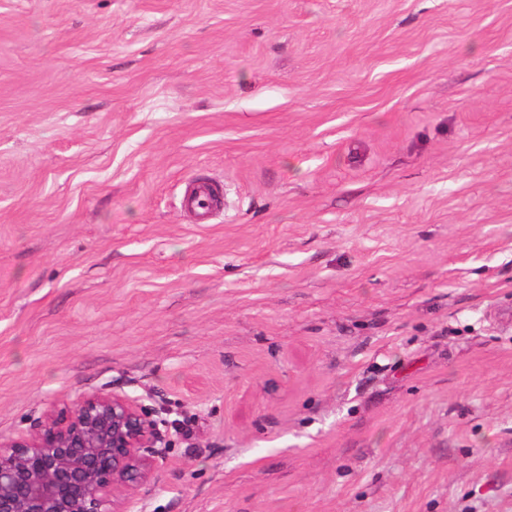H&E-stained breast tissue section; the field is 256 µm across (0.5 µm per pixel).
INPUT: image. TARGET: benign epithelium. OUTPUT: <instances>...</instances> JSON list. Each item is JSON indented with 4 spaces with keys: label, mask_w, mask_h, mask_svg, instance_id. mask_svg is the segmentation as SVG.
I'll list each match as a JSON object with an SVG mask.
<instances>
[{
    "label": "benign epithelium",
    "mask_w": 512,
    "mask_h": 512,
    "mask_svg": "<svg viewBox=\"0 0 512 512\" xmlns=\"http://www.w3.org/2000/svg\"><path fill=\"white\" fill-rule=\"evenodd\" d=\"M172 423L112 390L51 407L0 438V512H137L135 492L165 458Z\"/></svg>",
    "instance_id": "7a95c632"
}]
</instances>
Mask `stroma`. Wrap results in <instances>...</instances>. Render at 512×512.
I'll return each instance as SVG.
<instances>
[{"label":"stroma","mask_w":512,"mask_h":512,"mask_svg":"<svg viewBox=\"0 0 512 512\" xmlns=\"http://www.w3.org/2000/svg\"><path fill=\"white\" fill-rule=\"evenodd\" d=\"M105 387L139 512H512V0H0V437ZM222 187L212 183L193 185L185 194L183 206L194 211L198 224H209L213 211L219 206Z\"/></svg>","instance_id":"obj_1"}]
</instances>
